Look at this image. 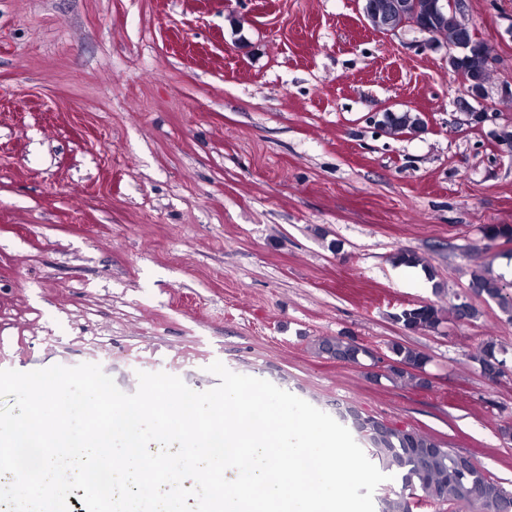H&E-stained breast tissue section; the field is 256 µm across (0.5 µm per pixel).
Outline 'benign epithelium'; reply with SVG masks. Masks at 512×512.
Here are the masks:
<instances>
[{
  "label": "benign epithelium",
  "instance_id": "7a95c632",
  "mask_svg": "<svg viewBox=\"0 0 512 512\" xmlns=\"http://www.w3.org/2000/svg\"><path fill=\"white\" fill-rule=\"evenodd\" d=\"M459 7L466 11L465 0H435L430 4L429 15L418 17L419 6L414 0H362L361 17L365 27L382 34H396L409 29L431 36L430 46H439L437 19L448 7ZM481 40L476 29L460 38L447 50L448 67L458 73L467 72L464 79L466 93L476 101L487 95V76L493 61L486 57L483 62L475 61L474 42Z\"/></svg>",
  "mask_w": 512,
  "mask_h": 512
}]
</instances>
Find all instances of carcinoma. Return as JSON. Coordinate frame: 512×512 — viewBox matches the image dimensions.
<instances>
[{
	"label": "carcinoma",
	"instance_id": "obj_1",
	"mask_svg": "<svg viewBox=\"0 0 512 512\" xmlns=\"http://www.w3.org/2000/svg\"><path fill=\"white\" fill-rule=\"evenodd\" d=\"M457 12L448 10L442 22L445 41L453 43L461 34ZM384 125L391 133H415L423 117L417 112H386ZM472 285L481 296L493 300L506 320L512 322V285L489 272L474 275ZM394 320L409 331H435L444 321L441 309L431 304L402 309ZM318 351L331 358L357 363L370 352L340 337L323 338ZM393 364L388 367L394 377H408L422 386L425 381L416 371L427 358L419 351L400 343L389 345ZM502 350L492 339L484 341L474 360L481 369L489 368L501 358ZM364 431L375 439L373 455L387 469L402 479V490L385 495L380 512H413L415 503H428L438 509L465 506L470 512H512V492L488 477L472 458L456 453L442 443L412 429L388 426L375 418H366Z\"/></svg>",
	"mask_w": 512,
	"mask_h": 512
}]
</instances>
